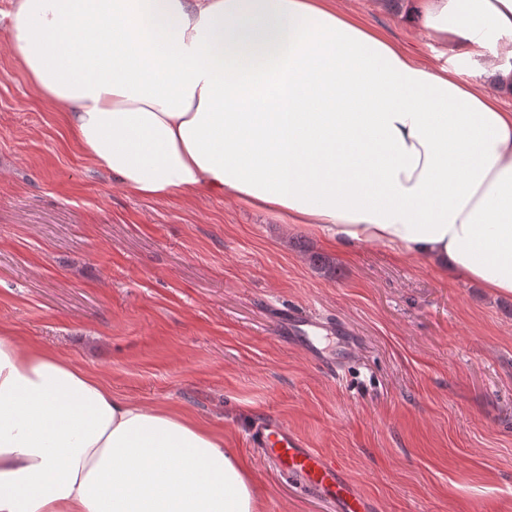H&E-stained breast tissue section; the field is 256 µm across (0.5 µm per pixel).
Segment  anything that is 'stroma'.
I'll list each match as a JSON object with an SVG mask.
<instances>
[{
    "label": "stroma",
    "instance_id": "1",
    "mask_svg": "<svg viewBox=\"0 0 512 512\" xmlns=\"http://www.w3.org/2000/svg\"><path fill=\"white\" fill-rule=\"evenodd\" d=\"M341 5L440 65L387 0ZM291 311L348 328L351 359L309 358ZM0 336L222 433L260 512H335L252 448L261 414L340 463L376 512H512V295L244 203L131 195L1 44Z\"/></svg>",
    "mask_w": 512,
    "mask_h": 512
}]
</instances>
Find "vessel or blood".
<instances>
[{
  "instance_id": "obj_1",
  "label": "vessel or blood",
  "mask_w": 512,
  "mask_h": 512,
  "mask_svg": "<svg viewBox=\"0 0 512 512\" xmlns=\"http://www.w3.org/2000/svg\"><path fill=\"white\" fill-rule=\"evenodd\" d=\"M325 324L309 314L289 315L285 329L309 355L326 365L334 356L320 346ZM250 442L271 459L288 478L303 483L332 503L336 512H374L372 503L347 479L343 467L335 460L308 448L305 442L279 422L265 419L250 430Z\"/></svg>"
}]
</instances>
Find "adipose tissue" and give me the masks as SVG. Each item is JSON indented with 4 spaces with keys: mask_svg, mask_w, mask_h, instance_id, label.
I'll return each mask as SVG.
<instances>
[{
    "mask_svg": "<svg viewBox=\"0 0 512 512\" xmlns=\"http://www.w3.org/2000/svg\"><path fill=\"white\" fill-rule=\"evenodd\" d=\"M0 33L129 193L190 192L512 295V0H398L431 66L338 0H11ZM221 435L0 336V512H257Z\"/></svg>",
    "mask_w": 512,
    "mask_h": 512,
    "instance_id": "ef3b65f1",
    "label": "adipose tissue"
}]
</instances>
